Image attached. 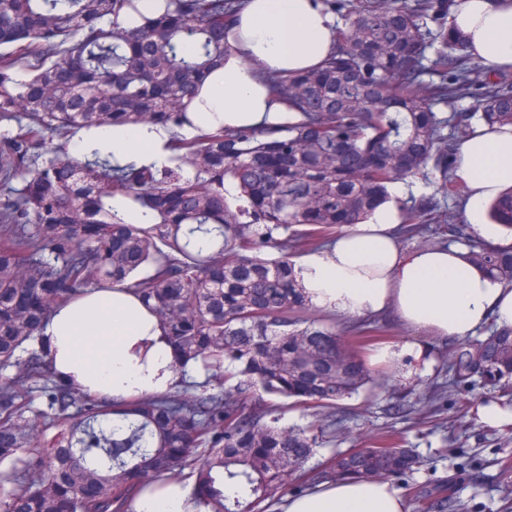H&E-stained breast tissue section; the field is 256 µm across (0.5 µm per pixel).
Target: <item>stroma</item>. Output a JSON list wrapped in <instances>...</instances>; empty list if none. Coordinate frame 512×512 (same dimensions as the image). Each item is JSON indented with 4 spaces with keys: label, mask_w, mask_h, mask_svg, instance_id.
<instances>
[{
    "label": "stroma",
    "mask_w": 512,
    "mask_h": 512,
    "mask_svg": "<svg viewBox=\"0 0 512 512\" xmlns=\"http://www.w3.org/2000/svg\"><path fill=\"white\" fill-rule=\"evenodd\" d=\"M378 324L363 350L376 379L336 407L327 420L333 439L317 449L302 480H311L332 454L388 437L421 460L413 473L393 482L406 512H419L418 497L443 484L454 500L446 512H512V423L491 427L478 414L490 402L512 410V400L479 381L457 388L449 341L412 331L389 314L379 316ZM412 341L423 343L421 356L402 353ZM384 349L395 351V359H378Z\"/></svg>",
    "instance_id": "35a3bbf8"
}]
</instances>
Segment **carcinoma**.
Returning <instances> with one entry per match:
<instances>
[{
	"mask_svg": "<svg viewBox=\"0 0 512 512\" xmlns=\"http://www.w3.org/2000/svg\"><path fill=\"white\" fill-rule=\"evenodd\" d=\"M339 17L320 66L268 77L303 121L256 132L186 136L188 106L224 66L244 0H0V512H132L164 478L191 479L203 512H266L329 432L280 425L291 399L327 418L373 381L353 341L315 319L294 257L369 220L389 187L421 179L431 196L396 202L399 238L460 244L512 286V246L465 241L447 204L463 197L461 140L477 125L512 127V76L490 74L455 28L456 0H323ZM472 101L471 108L462 102ZM441 106L444 111H436ZM172 130L171 165L119 166L46 148L102 126ZM125 199L154 214L131 224ZM512 228V188L488 207ZM135 290L175 348L177 370L205 381L116 406L62 382L40 326L93 287ZM458 387L478 377L512 395V326L448 352ZM48 399L44 421L28 413ZM418 458L392 445L331 458L321 480L405 476ZM235 491L225 493V487Z\"/></svg>",
	"mask_w": 512,
	"mask_h": 512,
	"instance_id": "1",
	"label": "carcinoma"
}]
</instances>
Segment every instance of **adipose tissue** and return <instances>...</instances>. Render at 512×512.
Returning a JSON list of instances; mask_svg holds the SVG:
<instances>
[{
    "instance_id": "obj_1",
    "label": "adipose tissue",
    "mask_w": 512,
    "mask_h": 512,
    "mask_svg": "<svg viewBox=\"0 0 512 512\" xmlns=\"http://www.w3.org/2000/svg\"><path fill=\"white\" fill-rule=\"evenodd\" d=\"M460 32L491 68L512 67V0H456ZM336 19L322 0H247L238 16L240 40L224 67L206 82L192 109L197 132L216 126L262 131L297 121L266 86L271 73L322 63L336 48ZM172 132L155 125L115 126L78 134L71 151H98L119 165L171 162ZM468 185L464 213L475 234L512 245L500 224L485 221L486 204L512 186V134L479 129L460 146ZM395 208L337 233L296 267L317 306L342 313L394 312L407 327L442 339L474 336L488 320L512 324V288L490 280L463 257L464 248L401 250ZM58 375L85 392L113 398L153 396L181 380L176 354L156 314L128 288H91L58 306L42 328ZM134 512H198L193 489L169 481L142 493ZM274 512H405L390 481L322 480L278 500Z\"/></svg>"
}]
</instances>
